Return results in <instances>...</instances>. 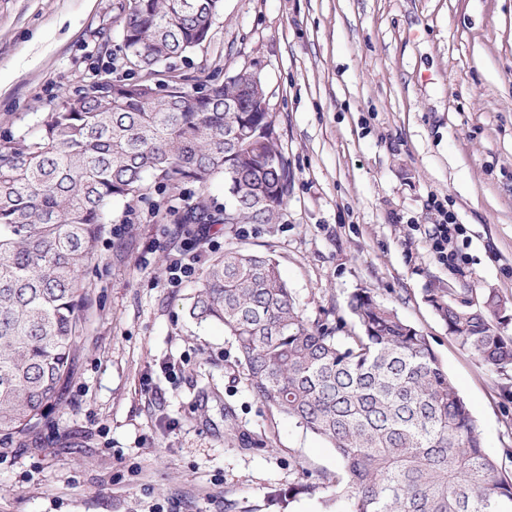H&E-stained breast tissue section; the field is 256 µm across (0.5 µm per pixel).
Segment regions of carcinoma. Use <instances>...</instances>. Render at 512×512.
Instances as JSON below:
<instances>
[{
  "label": "carcinoma",
  "instance_id": "1",
  "mask_svg": "<svg viewBox=\"0 0 512 512\" xmlns=\"http://www.w3.org/2000/svg\"><path fill=\"white\" fill-rule=\"evenodd\" d=\"M222 0H130L123 20L135 81H96L62 100L35 134L0 143V435L24 434L71 376L107 207L150 176L198 186L186 224H278L290 172L265 88L246 68L188 87L157 67L202 48ZM224 178V209L209 187ZM428 302L448 334L494 370H512L509 303L489 293ZM348 306L360 333L309 327L278 265L229 250L205 269L189 315L237 344L264 402L335 448L343 474L321 476L349 512H512V448L488 455L469 407L428 337L371 292Z\"/></svg>",
  "mask_w": 512,
  "mask_h": 512
}]
</instances>
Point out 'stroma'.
<instances>
[{"label": "stroma", "instance_id": "35a3bbf8", "mask_svg": "<svg viewBox=\"0 0 512 512\" xmlns=\"http://www.w3.org/2000/svg\"><path fill=\"white\" fill-rule=\"evenodd\" d=\"M130 0H0V140L36 133L62 95L130 70ZM258 71L291 182L278 224L213 225L201 264L271 256L310 325L359 289L428 336L485 451L512 448V372L449 336L428 303H512V0H223L193 82ZM150 182L108 207L73 373L20 436H0V512H347L314 489L334 448L253 392L222 325L192 319L199 277L170 287L172 229ZM441 200L467 229L462 271L424 234ZM125 229L123 238L113 227Z\"/></svg>", "mask_w": 512, "mask_h": 512}]
</instances>
